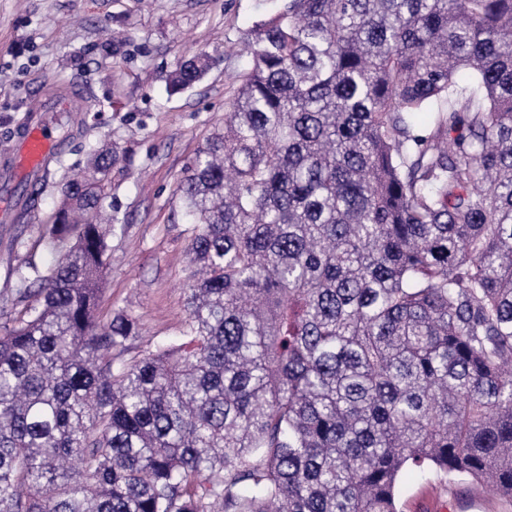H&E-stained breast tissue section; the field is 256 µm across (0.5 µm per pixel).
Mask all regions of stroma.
<instances>
[{"instance_id":"stroma-1","label":"stroma","mask_w":512,"mask_h":512,"mask_svg":"<svg viewBox=\"0 0 512 512\" xmlns=\"http://www.w3.org/2000/svg\"><path fill=\"white\" fill-rule=\"evenodd\" d=\"M287 0H0V141L14 145L29 101L52 86L74 87L71 111L99 102L98 123L73 126L41 180L37 209L0 221V302H11L13 268L47 267L53 256L38 238L58 198V168L86 162L88 144L133 151L112 174V256L99 315L135 318L139 334L125 360L180 340L186 318V245L178 180L198 147L224 125V107L248 67L247 33ZM198 52L212 64L193 88L169 92L166 75ZM401 512H512L465 476L403 470Z\"/></svg>"}]
</instances>
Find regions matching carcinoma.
Listing matches in <instances>:
<instances>
[{
  "mask_svg": "<svg viewBox=\"0 0 512 512\" xmlns=\"http://www.w3.org/2000/svg\"><path fill=\"white\" fill-rule=\"evenodd\" d=\"M249 46L177 187L180 342L97 314L130 152L60 174L0 309V512H400L410 465L512 498V0H288Z\"/></svg>",
  "mask_w": 512,
  "mask_h": 512,
  "instance_id": "cac0c4a2",
  "label": "carcinoma"
}]
</instances>
